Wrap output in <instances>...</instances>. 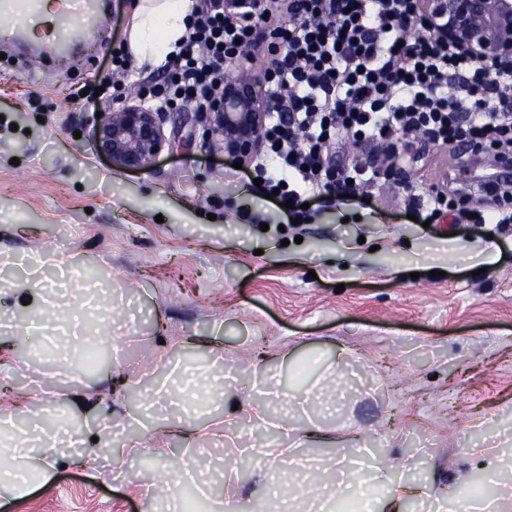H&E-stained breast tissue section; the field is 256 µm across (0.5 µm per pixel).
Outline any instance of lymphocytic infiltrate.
Segmentation results:
<instances>
[{
    "label": "lymphocytic infiltrate",
    "mask_w": 512,
    "mask_h": 512,
    "mask_svg": "<svg viewBox=\"0 0 512 512\" xmlns=\"http://www.w3.org/2000/svg\"><path fill=\"white\" fill-rule=\"evenodd\" d=\"M418 13L419 0H242L220 16L203 2L154 94L204 106L227 66L261 43L281 46L270 79L288 105L255 174L294 218L312 195L369 187L362 167L333 155L345 140L388 168L402 160L394 140L417 131L511 148L512 68L477 62L426 27L408 31Z\"/></svg>",
    "instance_id": "obj_1"
}]
</instances>
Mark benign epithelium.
<instances>
[{"instance_id": "1", "label": "benign epithelium", "mask_w": 512, "mask_h": 512, "mask_svg": "<svg viewBox=\"0 0 512 512\" xmlns=\"http://www.w3.org/2000/svg\"><path fill=\"white\" fill-rule=\"evenodd\" d=\"M416 23L478 62L512 67V0H420ZM269 115L266 76L242 66L195 113L186 142L200 129L203 141L246 163L265 146ZM166 116L144 95L130 98L96 124L97 152L121 169H150L170 146Z\"/></svg>"}]
</instances>
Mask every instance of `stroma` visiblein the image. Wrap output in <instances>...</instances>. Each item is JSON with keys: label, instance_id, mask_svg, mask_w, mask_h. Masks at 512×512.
I'll list each match as a JSON object with an SVG mask.
<instances>
[{"label": "stroma", "instance_id": "35a3bbf8", "mask_svg": "<svg viewBox=\"0 0 512 512\" xmlns=\"http://www.w3.org/2000/svg\"><path fill=\"white\" fill-rule=\"evenodd\" d=\"M120 2L64 58L16 49L45 19L0 31V290L21 297L19 260L79 306L71 323L16 306L0 424L79 421L62 454L86 459L0 512H168L190 462L223 477L207 505L267 512H336L328 465L354 448L382 498L464 500L475 448L512 468V231L423 228L380 181L367 202L315 196L294 225L232 157L185 144L186 123H166L150 170L112 167L93 141L107 104L69 94L108 78L135 16ZM476 179L438 143L415 174L453 198ZM177 420L209 433L174 436Z\"/></svg>", "mask_w": 512, "mask_h": 512}]
</instances>
